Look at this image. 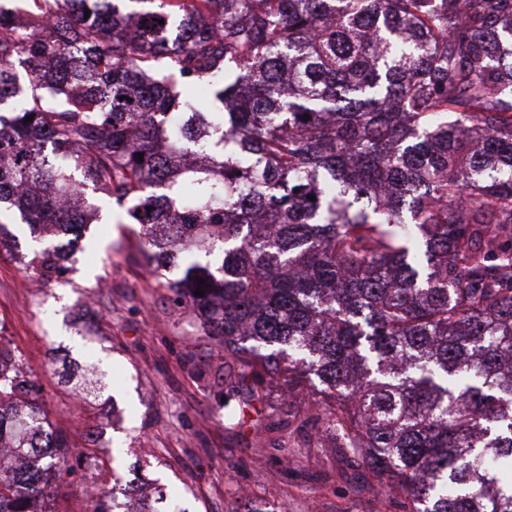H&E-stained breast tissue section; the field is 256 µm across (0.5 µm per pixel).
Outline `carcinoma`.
Here are the masks:
<instances>
[{
  "label": "carcinoma",
  "instance_id": "cac0c4a2",
  "mask_svg": "<svg viewBox=\"0 0 512 512\" xmlns=\"http://www.w3.org/2000/svg\"><path fill=\"white\" fill-rule=\"evenodd\" d=\"M14 2L0 236L53 237L27 269L57 273L89 198L115 200L240 365L224 398L321 396L336 454L404 512H512V0ZM20 363L0 346V512L78 468L115 512Z\"/></svg>",
  "mask_w": 512,
  "mask_h": 512
}]
</instances>
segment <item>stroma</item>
<instances>
[{
	"label": "stroma",
	"mask_w": 512,
	"mask_h": 512,
	"mask_svg": "<svg viewBox=\"0 0 512 512\" xmlns=\"http://www.w3.org/2000/svg\"><path fill=\"white\" fill-rule=\"evenodd\" d=\"M100 207L103 223L86 226L64 273L41 288L25 269L36 247L29 226L11 225L0 243V340L20 355L48 426L103 457L116 483L141 473L159 512H237L243 489L270 512H403L402 495L367 486L285 390L268 392L270 419L245 390L225 418L222 381L238 365L150 274L139 225L115 201ZM93 367L106 389H91ZM98 430L107 445L91 443ZM85 487L77 474L52 483L53 512H90Z\"/></svg>",
	"instance_id": "obj_1"
}]
</instances>
